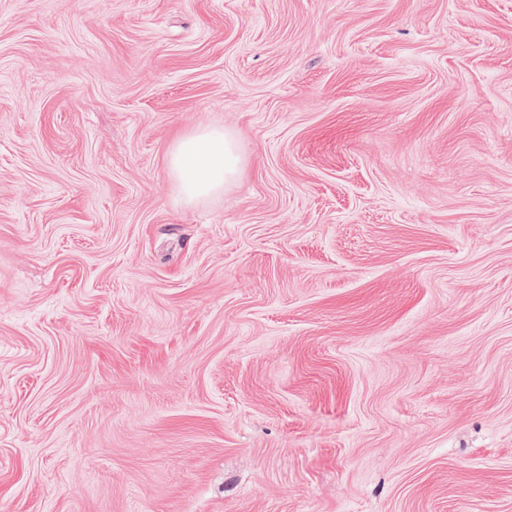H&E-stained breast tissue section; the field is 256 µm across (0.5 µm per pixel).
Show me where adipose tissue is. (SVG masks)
Instances as JSON below:
<instances>
[{"label":"adipose tissue","mask_w":512,"mask_h":512,"mask_svg":"<svg viewBox=\"0 0 512 512\" xmlns=\"http://www.w3.org/2000/svg\"><path fill=\"white\" fill-rule=\"evenodd\" d=\"M242 163L234 136L219 128L182 134L170 146L167 164L187 200L223 192Z\"/></svg>","instance_id":"1"}]
</instances>
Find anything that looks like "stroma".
<instances>
[{"mask_svg": "<svg viewBox=\"0 0 512 512\" xmlns=\"http://www.w3.org/2000/svg\"><path fill=\"white\" fill-rule=\"evenodd\" d=\"M0 512H512V0H0ZM242 163L234 136L224 129L184 133L170 146L167 164L189 201L224 191Z\"/></svg>", "mask_w": 512, "mask_h": 512, "instance_id": "obj_1", "label": "stroma"}]
</instances>
